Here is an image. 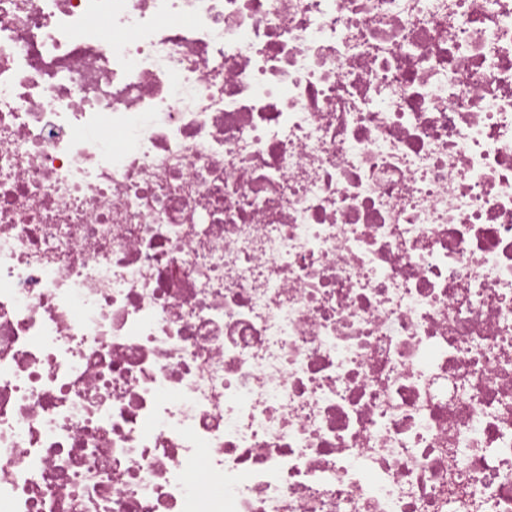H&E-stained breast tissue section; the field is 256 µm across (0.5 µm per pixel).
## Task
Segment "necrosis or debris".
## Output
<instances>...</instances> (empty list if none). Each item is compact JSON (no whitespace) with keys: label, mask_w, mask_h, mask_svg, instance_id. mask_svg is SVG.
Returning a JSON list of instances; mask_svg holds the SVG:
<instances>
[{"label":"necrosis or debris","mask_w":512,"mask_h":512,"mask_svg":"<svg viewBox=\"0 0 512 512\" xmlns=\"http://www.w3.org/2000/svg\"><path fill=\"white\" fill-rule=\"evenodd\" d=\"M0 512H512V0H0Z\"/></svg>","instance_id":"obj_1"}]
</instances>
